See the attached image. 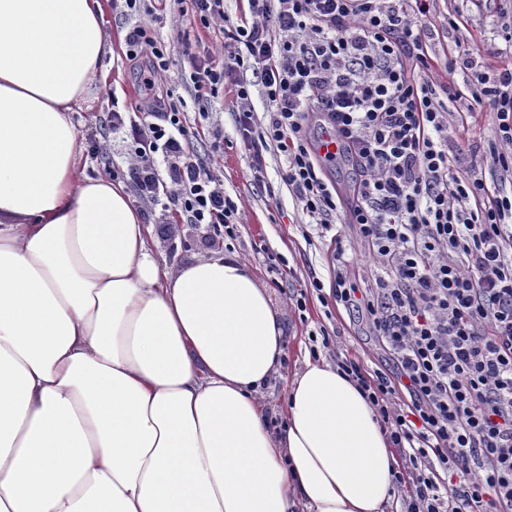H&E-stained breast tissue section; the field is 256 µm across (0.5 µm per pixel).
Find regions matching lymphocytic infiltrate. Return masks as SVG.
<instances>
[{"label": "lymphocytic infiltrate", "mask_w": 512, "mask_h": 512, "mask_svg": "<svg viewBox=\"0 0 512 512\" xmlns=\"http://www.w3.org/2000/svg\"><path fill=\"white\" fill-rule=\"evenodd\" d=\"M122 2L178 26L167 39L146 23L128 30L146 100L179 55L198 105L232 92L254 182L265 180L267 154H282L280 180L302 212L325 230L335 215L354 226L372 284L352 279L336 234L332 297L366 323L394 369L348 357L337 366L357 380L395 450L405 512H512V196L482 175L488 166L512 177V67L476 64V47L459 34L463 52L446 68L469 70L475 105L499 120L498 141L464 168L448 108L460 93L427 76L430 0H244L235 21L224 0ZM192 26L218 29L222 55L191 40ZM247 71L262 87L261 119ZM315 114L358 174L350 199L308 138ZM107 119L128 148V169L113 178L129 174L140 202L169 199L191 223L233 235L238 206L215 172L221 126L202 156L175 106L152 121L117 110Z\"/></svg>", "instance_id": "lymphocytic-infiltrate-1"}]
</instances>
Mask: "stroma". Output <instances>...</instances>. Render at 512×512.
Instances as JSON below:
<instances>
[{"label":"stroma","instance_id":"1","mask_svg":"<svg viewBox=\"0 0 512 512\" xmlns=\"http://www.w3.org/2000/svg\"><path fill=\"white\" fill-rule=\"evenodd\" d=\"M104 25L112 39V52L102 60L108 74L107 83L90 86L88 103L83 111L74 113L73 122L82 148V167L88 177L105 174L108 165L124 166L126 144L121 134L112 131L106 117L111 109L128 112L140 102L138 64L126 57L125 36L134 24L131 16L112 8V0H101ZM459 27L451 29L448 19ZM512 22V0H433L428 25L433 33L429 54L435 64L430 77L435 81L454 80L465 88L469 73L457 69L447 74L446 58L457 57L458 32H465L480 48L483 66L500 68L512 64V53L496 35L501 24ZM158 96L181 104L186 127L195 138L198 152H205V134L211 124L223 126L226 143L224 159L216 167L224 179L226 193L242 205L234 237L216 236L187 223L174 203L143 208L146 224L151 225L155 251L160 261L176 267L193 257L236 255L246 262L259 281L268 288L275 303L282 307L286 325V352L281 378L275 379L263 392V397L276 412L275 424H282L286 403V386L293 373L300 369L310 353L311 339L325 335L327 344L318 355L327 363L337 357L361 359L368 369L384 368L387 357L367 334L360 320L336 304H322L309 294L312 279L323 286L333 280L332 250L329 237L320 226L297 208L278 172L285 165L280 154H268V185L255 183L249 173L245 153L236 132L231 93L212 99L207 109H199L191 99V90L179 61H172L165 78L157 85ZM464 131L458 138L461 164H468L474 155L482 154L489 142L498 135V120L494 112H473L465 115ZM275 188L276 197H269L268 188ZM305 294L306 309L298 311L297 294Z\"/></svg>","mask_w":512,"mask_h":512}]
</instances>
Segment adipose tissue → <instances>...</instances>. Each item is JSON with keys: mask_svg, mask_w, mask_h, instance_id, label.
<instances>
[{"mask_svg": "<svg viewBox=\"0 0 512 512\" xmlns=\"http://www.w3.org/2000/svg\"><path fill=\"white\" fill-rule=\"evenodd\" d=\"M112 49L101 0H0V512H388L391 444L306 361L258 399L283 313L236 256L161 264L71 119Z\"/></svg>", "mask_w": 512, "mask_h": 512, "instance_id": "adipose-tissue-1", "label": "adipose tissue"}]
</instances>
